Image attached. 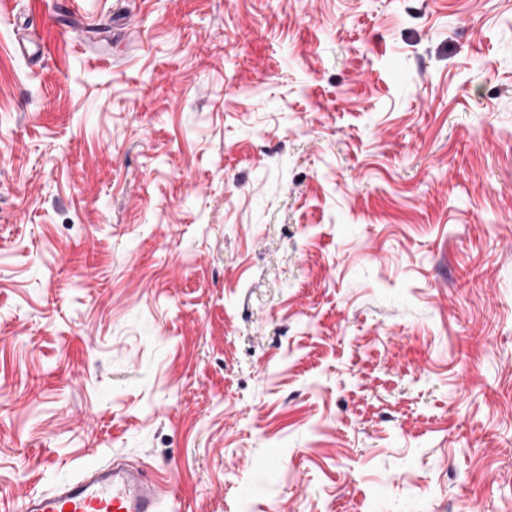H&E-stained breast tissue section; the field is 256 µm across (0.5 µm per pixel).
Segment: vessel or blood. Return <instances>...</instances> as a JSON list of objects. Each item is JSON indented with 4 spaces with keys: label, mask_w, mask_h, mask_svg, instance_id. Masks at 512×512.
<instances>
[{
    "label": "vessel or blood",
    "mask_w": 512,
    "mask_h": 512,
    "mask_svg": "<svg viewBox=\"0 0 512 512\" xmlns=\"http://www.w3.org/2000/svg\"><path fill=\"white\" fill-rule=\"evenodd\" d=\"M173 498L168 481L146 468L91 463L55 489L32 491L21 512H163Z\"/></svg>",
    "instance_id": "obj_1"
}]
</instances>
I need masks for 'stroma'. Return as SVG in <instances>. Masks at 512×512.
Here are the masks:
<instances>
[{
  "instance_id": "obj_1",
  "label": "stroma",
  "mask_w": 512,
  "mask_h": 512,
  "mask_svg": "<svg viewBox=\"0 0 512 512\" xmlns=\"http://www.w3.org/2000/svg\"><path fill=\"white\" fill-rule=\"evenodd\" d=\"M115 456L512 512V0H0V512Z\"/></svg>"
}]
</instances>
